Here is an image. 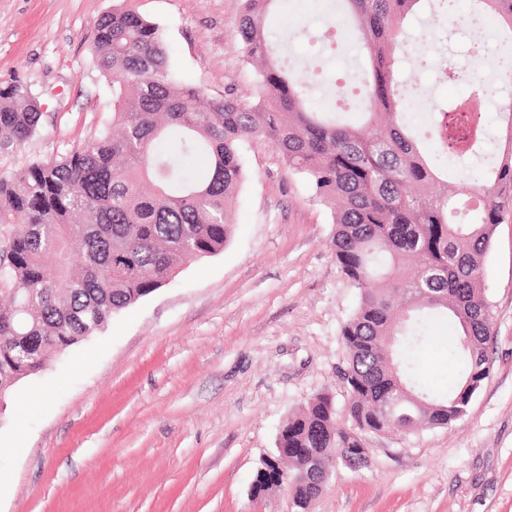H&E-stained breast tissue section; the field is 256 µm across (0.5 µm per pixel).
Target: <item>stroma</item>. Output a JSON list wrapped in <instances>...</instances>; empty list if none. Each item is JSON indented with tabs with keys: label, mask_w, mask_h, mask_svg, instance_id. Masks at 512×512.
<instances>
[{
	"label": "stroma",
	"mask_w": 512,
	"mask_h": 512,
	"mask_svg": "<svg viewBox=\"0 0 512 512\" xmlns=\"http://www.w3.org/2000/svg\"><path fill=\"white\" fill-rule=\"evenodd\" d=\"M239 0H0V82L21 76L43 116L12 171L67 152L112 122V80L98 69L95 27L113 9L161 26L182 79L212 94L255 91L236 37ZM321 0H285L296 54ZM473 51L475 32L411 18L404 75L425 102H453L463 82L415 63ZM234 234L220 254L116 314L53 356L0 404V512H292L275 488L251 493L283 421L326 391L344 412L340 327L358 291L338 271L329 209L262 137L247 141ZM493 313L490 375L462 420L407 436L372 435L368 469L337 468L312 512H512V215L485 263ZM418 353L424 384L459 378L448 325ZM27 395L17 406L18 395Z\"/></svg>",
	"instance_id": "1"
}]
</instances>
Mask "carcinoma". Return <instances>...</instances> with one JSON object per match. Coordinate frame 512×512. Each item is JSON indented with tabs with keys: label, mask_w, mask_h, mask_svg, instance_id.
<instances>
[{
	"label": "carcinoma",
	"mask_w": 512,
	"mask_h": 512,
	"mask_svg": "<svg viewBox=\"0 0 512 512\" xmlns=\"http://www.w3.org/2000/svg\"><path fill=\"white\" fill-rule=\"evenodd\" d=\"M281 0H241L237 36L255 93L216 96L173 71L160 26L132 9L97 23L93 53L112 77V127L54 159L0 174V394L42 371L49 353L95 335L121 310L174 280L180 262L229 243L243 182V145L266 138L330 210L336 266L359 291L343 321L345 421L321 392L281 425L276 454L306 506L338 467H369L370 435L448 427L488 377L492 310L482 288L497 226L512 212V106L499 165L461 190L483 148L480 106H441L422 149L401 78L404 25L426 0H342L368 59L353 120L313 110L307 85L275 55L267 24ZM463 19L497 15L512 33V0H478ZM42 112L28 84H0V152L20 149ZM437 320L453 327L459 382L446 395L421 381L415 350Z\"/></svg>",
	"instance_id": "obj_1"
}]
</instances>
